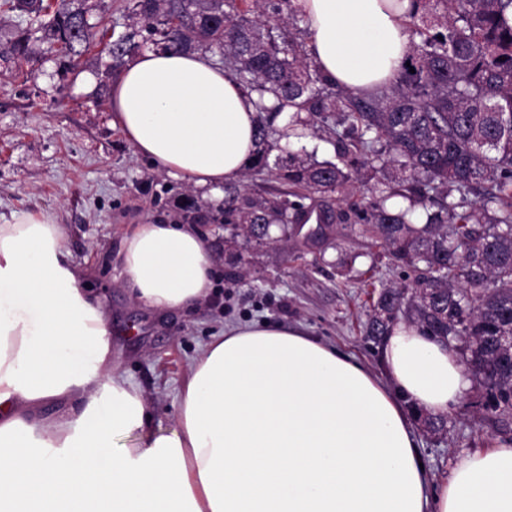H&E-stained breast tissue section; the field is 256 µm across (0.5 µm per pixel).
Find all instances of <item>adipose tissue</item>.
<instances>
[{"instance_id": "adipose-tissue-1", "label": "adipose tissue", "mask_w": 512, "mask_h": 512, "mask_svg": "<svg viewBox=\"0 0 512 512\" xmlns=\"http://www.w3.org/2000/svg\"><path fill=\"white\" fill-rule=\"evenodd\" d=\"M393 0H291L306 50L356 93L384 88L411 47ZM113 122L154 169L198 190L254 159L256 106L199 53L149 51L112 83ZM136 301L196 307L215 261L191 224H136L118 254ZM377 377L335 347L265 323L203 346L177 429L146 431L118 372L105 312L43 211L0 224V512H512V443L460 457L432 490L407 408L447 414L471 386L462 360L417 326H392ZM58 407L52 419L41 408ZM138 434L130 447L119 437Z\"/></svg>"}]
</instances>
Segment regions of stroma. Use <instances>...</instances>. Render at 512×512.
I'll return each instance as SVG.
<instances>
[{
    "label": "stroma",
    "instance_id": "stroma-1",
    "mask_svg": "<svg viewBox=\"0 0 512 512\" xmlns=\"http://www.w3.org/2000/svg\"><path fill=\"white\" fill-rule=\"evenodd\" d=\"M31 67L35 77L25 82L0 59V216L42 210L63 224L70 258L107 313L117 368L149 405L148 432L175 430L193 356L229 324L299 329L382 374L383 339L367 333L377 294L364 279L397 283L405 270L355 234L327 250L319 266L306 253L285 262L280 248L267 246L252 251L244 272L228 262L223 225L210 224L218 282L207 303L158 315L131 298L118 261L122 238L131 225L176 218L173 201L187 186L139 158L113 125L110 106L96 105L94 90L78 88L76 73L64 72L41 44L33 46ZM349 260L354 267L347 274L342 264ZM480 400L473 386L447 415L435 416L434 427L414 421L433 486L448 480L459 457L502 438Z\"/></svg>",
    "mask_w": 512,
    "mask_h": 512
}]
</instances>
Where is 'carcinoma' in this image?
I'll return each instance as SVG.
<instances>
[{
  "instance_id": "cac0c4a2",
  "label": "carcinoma",
  "mask_w": 512,
  "mask_h": 512,
  "mask_svg": "<svg viewBox=\"0 0 512 512\" xmlns=\"http://www.w3.org/2000/svg\"><path fill=\"white\" fill-rule=\"evenodd\" d=\"M85 2L0 0V14L28 18L0 58L27 78L39 41L65 71L96 48L107 75L148 44L210 56L258 97L257 152L244 178L224 185V201L182 194L181 223L224 225L233 265L252 247L290 242L295 224L333 225L315 256L358 226L409 271L379 293L369 335L403 319L460 343L483 372V409L512 420V349L500 343L512 337V0H411L410 64L363 95L330 84L311 61L291 0H125L117 35L103 13L90 22ZM287 109L288 123L275 125ZM319 122L333 161L292 149ZM274 150L288 162L270 160ZM265 174L280 187L253 193L247 178Z\"/></svg>"
}]
</instances>
